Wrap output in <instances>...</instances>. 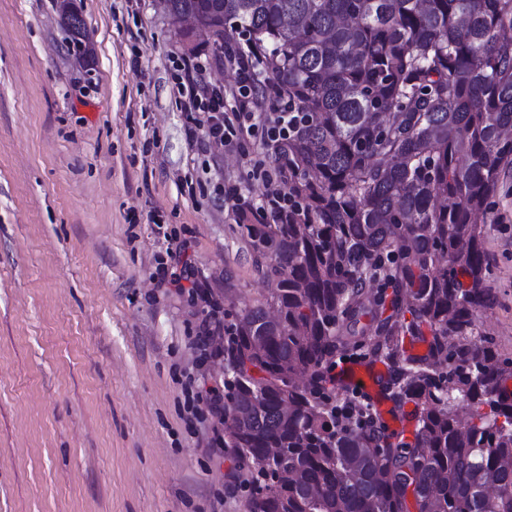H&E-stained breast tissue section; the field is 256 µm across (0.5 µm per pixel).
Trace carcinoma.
Masks as SVG:
<instances>
[{
  "label": "carcinoma",
  "instance_id": "1",
  "mask_svg": "<svg viewBox=\"0 0 512 512\" xmlns=\"http://www.w3.org/2000/svg\"><path fill=\"white\" fill-rule=\"evenodd\" d=\"M163 4L218 52L244 37L291 119L273 148L288 223L239 225L268 294L224 313L247 512H512V362L472 339L497 299L485 224L512 168V0ZM59 8L83 42L75 0ZM417 336L421 357L403 348ZM350 357L387 366L412 441L336 392Z\"/></svg>",
  "mask_w": 512,
  "mask_h": 512
}]
</instances>
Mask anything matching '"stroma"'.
<instances>
[{
    "label": "stroma",
    "instance_id": "stroma-1",
    "mask_svg": "<svg viewBox=\"0 0 512 512\" xmlns=\"http://www.w3.org/2000/svg\"><path fill=\"white\" fill-rule=\"evenodd\" d=\"M76 2L84 57L59 0H0V512H246L184 399L224 377L195 289L234 313L267 293L224 188L261 198L272 109L243 149H202L174 75L199 51L233 87L211 38L162 0ZM485 229L476 335L512 358L511 172Z\"/></svg>",
    "mask_w": 512,
    "mask_h": 512
}]
</instances>
